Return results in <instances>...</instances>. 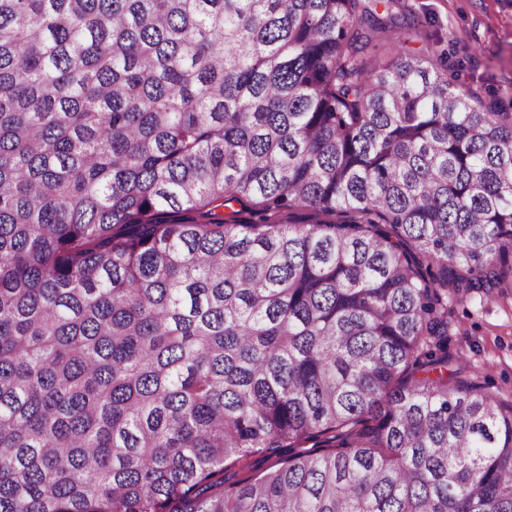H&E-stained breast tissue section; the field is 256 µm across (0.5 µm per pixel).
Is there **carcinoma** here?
Listing matches in <instances>:
<instances>
[{
    "label": "carcinoma",
    "instance_id": "carcinoma-1",
    "mask_svg": "<svg viewBox=\"0 0 512 512\" xmlns=\"http://www.w3.org/2000/svg\"><path fill=\"white\" fill-rule=\"evenodd\" d=\"M394 5L0 0V512H512L447 346L512 112L372 54ZM277 459L278 458L276 457L267 458V456L263 454H256L250 458L249 467L242 468L239 465H231L229 463H226L224 465V474L226 477L229 476L232 478L230 481L244 480L258 473L260 470L266 468L268 465L274 463Z\"/></svg>",
    "mask_w": 512,
    "mask_h": 512
}]
</instances>
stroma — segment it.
Here are the masks:
<instances>
[{"label":"stroma","instance_id":"35a3bbf8","mask_svg":"<svg viewBox=\"0 0 512 512\" xmlns=\"http://www.w3.org/2000/svg\"><path fill=\"white\" fill-rule=\"evenodd\" d=\"M420 22L416 50L444 49L465 62L461 80L482 102L512 110V0H401ZM448 354L467 376L512 398V289L448 301Z\"/></svg>","mask_w":512,"mask_h":512}]
</instances>
